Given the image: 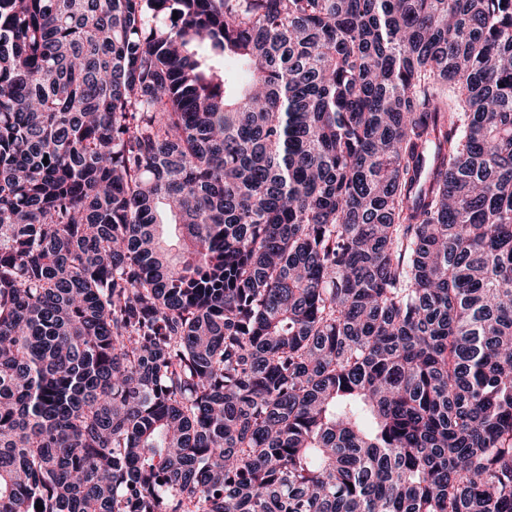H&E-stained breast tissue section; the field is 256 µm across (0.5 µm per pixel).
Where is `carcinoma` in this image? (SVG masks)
Here are the masks:
<instances>
[{
  "label": "carcinoma",
  "instance_id": "obj_1",
  "mask_svg": "<svg viewBox=\"0 0 512 512\" xmlns=\"http://www.w3.org/2000/svg\"><path fill=\"white\" fill-rule=\"evenodd\" d=\"M37 504L512 512V0H0Z\"/></svg>",
  "mask_w": 512,
  "mask_h": 512
}]
</instances>
